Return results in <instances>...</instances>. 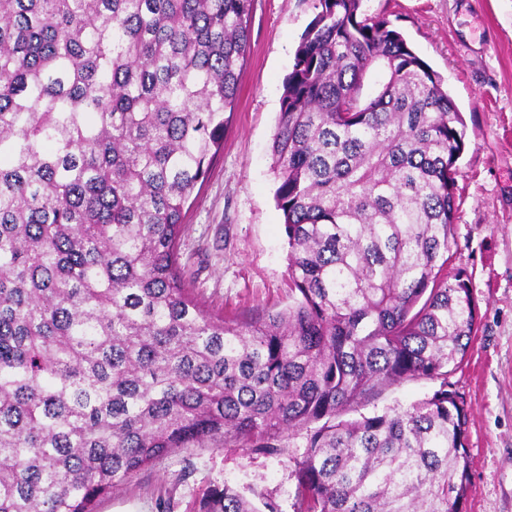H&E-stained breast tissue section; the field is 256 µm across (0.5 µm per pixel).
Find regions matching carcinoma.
Segmentation results:
<instances>
[{"instance_id": "cac0c4a2", "label": "carcinoma", "mask_w": 512, "mask_h": 512, "mask_svg": "<svg viewBox=\"0 0 512 512\" xmlns=\"http://www.w3.org/2000/svg\"><path fill=\"white\" fill-rule=\"evenodd\" d=\"M255 0H0V512H94L179 448L292 457L300 512H463L477 331L448 282L466 127L362 0H315L272 141L293 304L185 287V206L224 144ZM381 73L375 92L364 81ZM404 409L343 415L383 386ZM200 512H258L237 490ZM437 383L429 379L404 381L384 389L379 395L364 401L359 412L366 415L389 408H406L409 404L431 396Z\"/></svg>"}]
</instances>
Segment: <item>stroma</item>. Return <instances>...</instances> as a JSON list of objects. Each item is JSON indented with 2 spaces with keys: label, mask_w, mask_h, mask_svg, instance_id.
I'll use <instances>...</instances> for the list:
<instances>
[{
  "label": "stroma",
  "mask_w": 512,
  "mask_h": 512,
  "mask_svg": "<svg viewBox=\"0 0 512 512\" xmlns=\"http://www.w3.org/2000/svg\"><path fill=\"white\" fill-rule=\"evenodd\" d=\"M315 0H255L238 106L207 179L185 215L181 263L209 310L241 322L293 301L283 218L274 202L271 145L283 82ZM444 80L466 124L457 162L461 203L446 273L467 276L478 331L448 376L467 404L471 459L464 512H512V0H362ZM434 381H404L360 406L372 414L431 396ZM305 439H291L302 453ZM227 445L181 448L95 504L96 512H200L235 487L256 508L299 512L294 463Z\"/></svg>",
  "instance_id": "stroma-1"
}]
</instances>
